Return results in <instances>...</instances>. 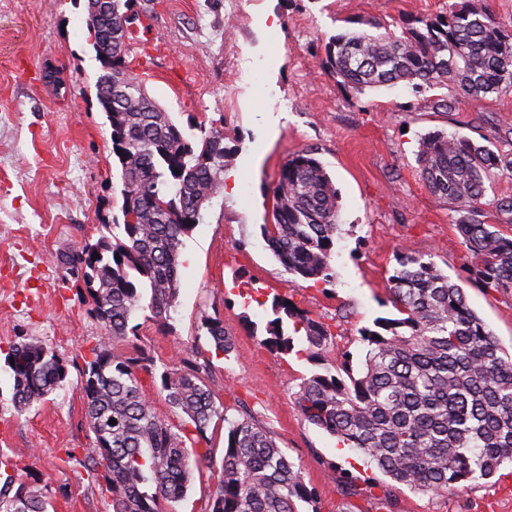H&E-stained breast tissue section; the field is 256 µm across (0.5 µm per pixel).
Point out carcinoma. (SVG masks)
Instances as JSON below:
<instances>
[{
	"label": "carcinoma",
	"mask_w": 512,
	"mask_h": 512,
	"mask_svg": "<svg viewBox=\"0 0 512 512\" xmlns=\"http://www.w3.org/2000/svg\"><path fill=\"white\" fill-rule=\"evenodd\" d=\"M131 0H112V19L86 18L102 67L96 96L110 129L112 154L121 170L123 221L60 254L58 264L85 289L107 338L82 369L86 421L92 437L83 449L90 471L103 469L112 512H162L181 498L210 452L191 455L187 444L207 439L211 423L228 424L224 456L206 512H297L316 490L270 432L249 416L235 420L217 407L202 376L188 364L160 374L161 389L183 424L157 415L141 373H153L141 356H118L113 343L137 335L133 315L163 321L177 303L183 237L200 223L202 210L224 189L221 174L232 152L224 134L201 124L195 143L147 94L130 67L131 29L116 34ZM329 69L357 90L406 83L416 90L452 85L483 100L512 92V34L492 14L462 0L448 13L414 20L396 33L345 31L327 46ZM125 88L124 106L111 105L112 87ZM420 177L433 194L463 213L457 229L480 287L512 292V235L479 219L486 182L512 161L459 135H425ZM272 224L261 225L268 247L288 273L330 283L338 224L337 193L322 163L307 150L282 166L272 189ZM98 258H93V254ZM389 277L396 318L364 327L367 351L350 383L329 369L303 379L295 393L301 417L369 458L382 473L414 492L446 493L492 477L512 463V359L469 307L464 288L433 262L406 249ZM274 319L264 345L280 354L294 348L283 320L303 334L311 359L334 347L328 325L287 299L272 301ZM202 326L215 350L232 343L217 317ZM6 364L13 402L20 412L59 387L67 363L41 340L14 345ZM116 420L112 425L109 420ZM41 493L0 484V512H48Z\"/></svg>",
	"instance_id": "cac0c4a2"
}]
</instances>
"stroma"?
<instances>
[{"instance_id": "1", "label": "stroma", "mask_w": 512, "mask_h": 512, "mask_svg": "<svg viewBox=\"0 0 512 512\" xmlns=\"http://www.w3.org/2000/svg\"><path fill=\"white\" fill-rule=\"evenodd\" d=\"M453 0H133L171 51L168 61H135L149 96L194 134L216 127L233 153L224 191L183 239L177 306L163 323L135 314L138 337L116 353L142 351L156 370L183 359L207 363L215 399L229 418L249 414L302 467L318 492V512H512V466L446 494L415 493L367 464L362 454L304 421L295 405L303 378L316 371L302 338L283 355L263 340L274 297L290 298L333 324L336 350L324 364L341 373V353L361 369V328L395 317L388 279L396 256L411 249L452 280L506 354H512V293L468 282L459 215L419 177L424 134L462 135L512 156V94L474 102L452 87L398 84L358 91L325 65V48L346 31L380 24L400 30L416 18L447 12ZM85 0H0V456L26 488L44 493L49 512H111L103 475L89 473L72 448L88 444L80 373L106 336L83 292L63 283L60 252L97 239L121 214L120 169L96 97L100 64L91 46ZM456 102L449 112L437 99ZM314 153L338 193L341 231L333 283L288 274L261 235L271 223L282 164ZM512 169L487 183L483 218L512 231ZM216 315L233 341L216 353L203 328ZM49 343L68 376L45 401L18 412L4 361L13 345ZM227 428L207 436L212 472L193 478L166 512H204L224 456Z\"/></svg>"}]
</instances>
